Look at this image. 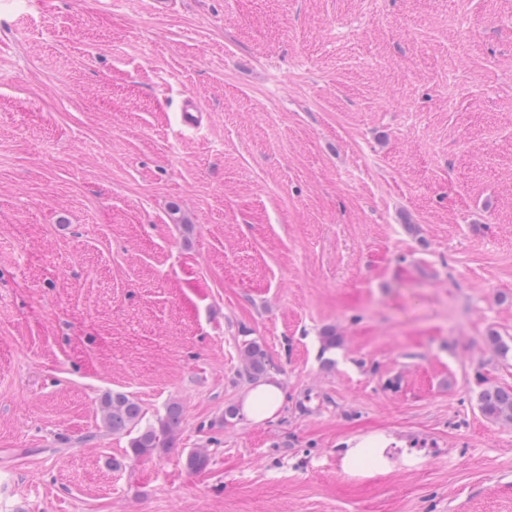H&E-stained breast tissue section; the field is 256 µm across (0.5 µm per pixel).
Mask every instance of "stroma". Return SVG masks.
<instances>
[{"instance_id":"obj_1","label":"stroma","mask_w":512,"mask_h":512,"mask_svg":"<svg viewBox=\"0 0 512 512\" xmlns=\"http://www.w3.org/2000/svg\"><path fill=\"white\" fill-rule=\"evenodd\" d=\"M494 336L512 0H0V512H512ZM114 392L179 403L173 448L133 459ZM373 432L389 470L345 472ZM240 353L241 374L249 381L258 382L275 370V365L267 350L261 342L255 339L244 341ZM282 391L279 379L272 377L250 388L240 405L241 415L254 423L273 417L281 408ZM481 413L488 419L512 425V388H504L483 380L477 393ZM395 444V440L383 433H373L360 438H350L340 446L341 465L347 472L366 474L370 471L382 472L389 467V447ZM370 456V464L367 469L357 470L358 461L365 456Z\"/></svg>"}]
</instances>
